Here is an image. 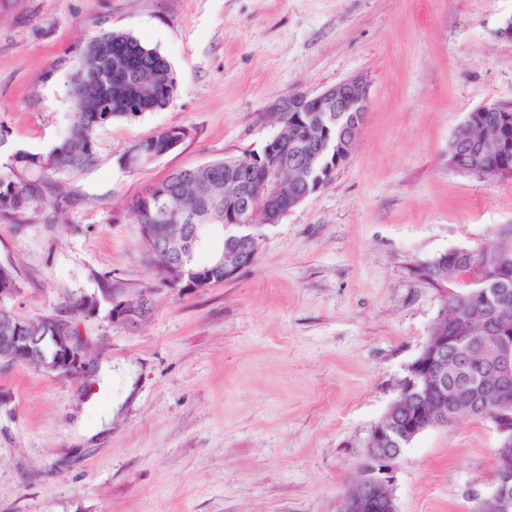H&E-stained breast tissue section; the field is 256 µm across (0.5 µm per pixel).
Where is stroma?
<instances>
[{
  "label": "stroma",
  "mask_w": 512,
  "mask_h": 512,
  "mask_svg": "<svg viewBox=\"0 0 512 512\" xmlns=\"http://www.w3.org/2000/svg\"><path fill=\"white\" fill-rule=\"evenodd\" d=\"M512 0H0V166L48 154L87 42L126 31L170 63L161 110L98 128L97 159L51 174L25 212L0 214V308L54 316L82 341L66 376L0 364V512H336L371 429L436 321L418 266L512 226V178L448 165L467 114L512 104ZM360 76L370 109L349 159L277 223L255 262L206 288L170 286L130 204L172 172L260 153L267 103ZM171 151L129 170L160 131ZM149 291L134 325L110 290ZM94 296L96 311L75 304ZM135 390L100 386L102 362ZM110 428L83 440L86 407ZM498 433L462 418L403 450L399 512H472L493 487ZM185 136L186 132L182 128L165 129L152 138L133 145L124 158V164L127 167H137L147 163L166 152L174 139L181 138L183 140Z\"/></svg>",
  "instance_id": "35a3bbf8"
}]
</instances>
